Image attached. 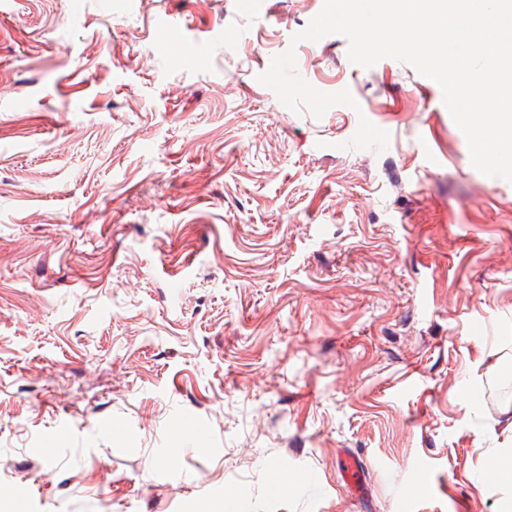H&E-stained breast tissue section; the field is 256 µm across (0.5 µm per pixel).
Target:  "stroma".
<instances>
[{"instance_id":"35a3bbf8","label":"stroma","mask_w":512,"mask_h":512,"mask_svg":"<svg viewBox=\"0 0 512 512\" xmlns=\"http://www.w3.org/2000/svg\"><path fill=\"white\" fill-rule=\"evenodd\" d=\"M323 5L0 0L15 512L512 498L490 470L512 454V182L473 167L411 65L354 64L340 35L292 44ZM290 49L357 108L284 106L255 74ZM363 117L390 132L384 152L349 148Z\"/></svg>"}]
</instances>
